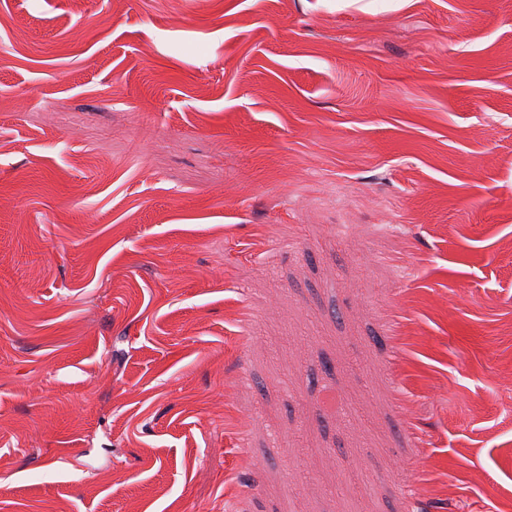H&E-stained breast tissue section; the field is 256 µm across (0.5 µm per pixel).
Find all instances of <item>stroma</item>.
<instances>
[{
    "label": "stroma",
    "mask_w": 512,
    "mask_h": 512,
    "mask_svg": "<svg viewBox=\"0 0 512 512\" xmlns=\"http://www.w3.org/2000/svg\"><path fill=\"white\" fill-rule=\"evenodd\" d=\"M506 499L512 0H0V512Z\"/></svg>",
    "instance_id": "35a3bbf8"
}]
</instances>
